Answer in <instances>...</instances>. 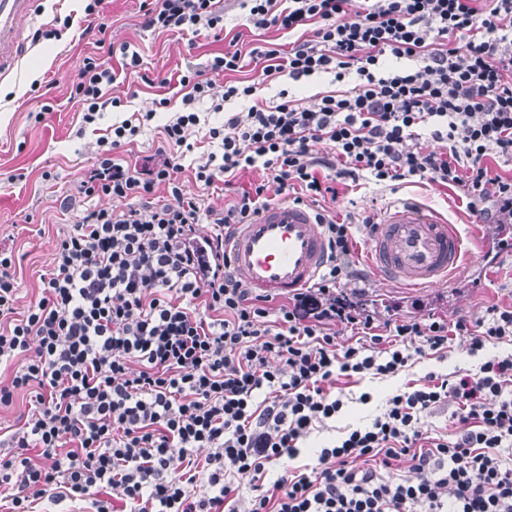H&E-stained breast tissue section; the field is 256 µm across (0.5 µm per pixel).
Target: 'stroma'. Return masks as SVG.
Listing matches in <instances>:
<instances>
[{
    "label": "stroma",
    "mask_w": 512,
    "mask_h": 512,
    "mask_svg": "<svg viewBox=\"0 0 512 512\" xmlns=\"http://www.w3.org/2000/svg\"><path fill=\"white\" fill-rule=\"evenodd\" d=\"M88 0H38L36 16L29 24L21 56L14 69L0 74V244L12 246L21 258L18 279L23 301L38 294L39 276L53 260L59 227L72 223L76 206L61 208L74 185L93 167L100 138L110 136L112 124L137 120L158 95L170 99L168 109L158 110L141 135L128 147L132 156L151 155L162 144V126L170 113L181 107V92L160 87L167 75L185 69L205 70L210 54L224 51L232 37L242 31L244 18L235 0H224V30L219 37L196 36L190 32L156 33L143 25L140 0H104L100 11L86 15ZM70 19L59 37L34 39V31L52 27L56 20ZM287 42V35L274 30L247 35L239 48L245 52L240 80H251L256 91L251 100L226 102L224 113L205 112L207 125L218 126L225 112L247 111L251 103L273 106L279 103L284 84L279 80L258 82V69L247 54L264 41ZM129 44L142 58L140 74L118 76L108 91L122 100L121 107L106 109L92 124L81 121V106L71 98L73 82L85 57L96 55L118 65L117 57L107 54L108 46ZM42 122L32 115L43 105ZM52 180H43L44 172ZM411 199L445 215L456 224L466 246H473L478 234L489 236L491 246L482 261L462 266L444 288H408L382 284L366 264L367 231L364 219L379 218L391 204ZM330 213L339 221L353 224L355 243L351 260L361 277L340 285L339 296L368 312L377 322L423 319L431 315L454 321L482 316L486 307L512 302V253L503 239L512 237V226L481 224L470 216L466 200L455 189L432 185L424 180L398 182L390 186L360 180L358 185L341 189ZM469 339L456 337L446 358L414 356L399 375L367 379L346 386L345 411L334 426L312 435L319 444L341 436L348 429L364 426L380 413L385 396L422 381L426 373L450 374L457 370L478 369L482 355L468 351ZM371 393L369 403L359 401L361 393Z\"/></svg>",
    "instance_id": "35a3bbf8"
}]
</instances>
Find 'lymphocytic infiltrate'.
I'll list each match as a JSON object with an SVG mask.
<instances>
[{"label": "lymphocytic infiltrate", "instance_id": "lymphocytic-infiltrate-1", "mask_svg": "<svg viewBox=\"0 0 512 512\" xmlns=\"http://www.w3.org/2000/svg\"><path fill=\"white\" fill-rule=\"evenodd\" d=\"M238 2L248 28L292 37L251 49L264 79L329 74L352 87L312 107L283 89L277 105L228 113L227 101L254 91L229 78L240 51L211 57L209 77L162 78L183 91L164 147L124 159L119 149L140 128L113 126L75 187L84 207L58 230L27 306L15 253L0 247V408L26 401L0 434L8 512L105 488L121 512H512V352L474 372L428 373L388 397L370 426L309 443L342 412V381L396 376L416 354L447 357L457 335L473 354L512 345V305L452 324L377 323L336 296L355 275L354 235L322 211L328 263L286 300L246 288L224 253L225 236L271 194L334 200L362 177L455 187L482 223L512 221V175L486 164L512 161V0H363L353 18L350 0ZM141 9L159 32L224 29L223 0H142ZM115 79L101 58L84 59L71 90L83 123L120 106L106 95ZM203 102L224 122L208 131L215 150L186 166L178 152L193 151ZM425 133L442 150H423ZM257 168L263 180L237 185ZM186 171L222 184L224 209L184 194ZM102 196L110 207L93 206ZM202 223L211 226L203 238ZM444 411L453 435L424 429V415ZM245 474L254 494L243 491Z\"/></svg>", "mask_w": 512, "mask_h": 512}]
</instances>
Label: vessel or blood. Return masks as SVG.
<instances>
[{
    "instance_id": "1",
    "label": "vessel or blood",
    "mask_w": 512,
    "mask_h": 512,
    "mask_svg": "<svg viewBox=\"0 0 512 512\" xmlns=\"http://www.w3.org/2000/svg\"><path fill=\"white\" fill-rule=\"evenodd\" d=\"M37 12V0H0V37ZM246 287L271 295L307 287L327 260L313 211L288 200L240 225L224 246ZM469 255L455 225L411 202L391 206L368 237L369 262L379 280L409 287L445 284Z\"/></svg>"
}]
</instances>
